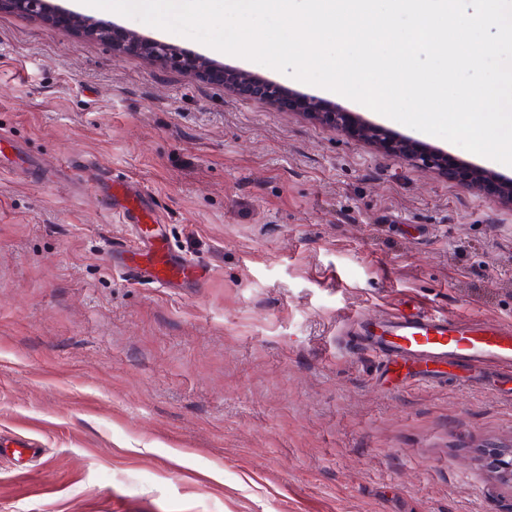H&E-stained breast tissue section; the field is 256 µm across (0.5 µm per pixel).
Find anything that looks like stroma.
I'll list each match as a JSON object with an SVG mask.
<instances>
[{
    "label": "stroma",
    "mask_w": 512,
    "mask_h": 512,
    "mask_svg": "<svg viewBox=\"0 0 512 512\" xmlns=\"http://www.w3.org/2000/svg\"><path fill=\"white\" fill-rule=\"evenodd\" d=\"M119 29L338 104L324 88L99 9ZM0 512H512L479 454L512 394L386 378L362 335L398 308L512 326V207L214 77L0 8ZM143 191L197 266L124 275ZM149 211V205L146 198L139 192H135L126 197L125 203L117 209L118 216L129 224H146L142 216Z\"/></svg>",
    "instance_id": "stroma-1"
}]
</instances>
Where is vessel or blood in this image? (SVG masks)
Wrapping results in <instances>:
<instances>
[{
	"label": "vessel or blood",
	"mask_w": 512,
	"mask_h": 512,
	"mask_svg": "<svg viewBox=\"0 0 512 512\" xmlns=\"http://www.w3.org/2000/svg\"><path fill=\"white\" fill-rule=\"evenodd\" d=\"M149 211L141 193L126 197L117 210L128 223H141ZM150 283L171 285L185 279L189 265L173 254L164 235L150 241L144 253ZM369 347L386 367L406 372L413 379H429L431 369L448 363L463 365L472 384L491 377L512 376V328L492 320L449 319L425 312H396L370 333Z\"/></svg>",
	"instance_id": "obj_1"
}]
</instances>
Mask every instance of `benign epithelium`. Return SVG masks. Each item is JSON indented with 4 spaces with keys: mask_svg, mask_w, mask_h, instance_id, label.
<instances>
[{
    "mask_svg": "<svg viewBox=\"0 0 512 512\" xmlns=\"http://www.w3.org/2000/svg\"><path fill=\"white\" fill-rule=\"evenodd\" d=\"M17 12L50 23L69 25L77 34L90 38H108L114 41L116 55L128 51H137L148 60L156 63H175L191 72H202L224 80V84L242 94L250 95L259 90L267 98H279L282 88L273 84H263L252 73L239 69H226L217 61L202 55L177 54L169 45L146 40L133 32L115 37L112 26L93 16L61 13L50 0H0ZM296 108L334 129L344 131L379 149L386 150L400 158L409 159L423 167L438 171H448V155L417 145L409 140L396 139L384 127L361 123L351 113L339 106H332L327 112L311 96L294 92ZM457 175L466 185L476 188H488L494 201L512 205V180L500 178L494 172L483 168H463ZM485 470L494 481L512 488V448L493 451L485 457Z\"/></svg>",
    "mask_w": 512,
    "mask_h": 512,
    "instance_id": "7a95c632",
    "label": "benign epithelium"
}]
</instances>
